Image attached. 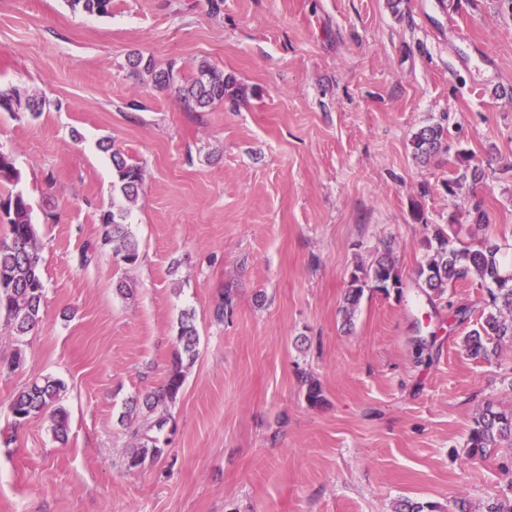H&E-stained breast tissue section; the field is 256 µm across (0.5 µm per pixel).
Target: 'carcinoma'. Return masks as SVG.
<instances>
[{"label":"carcinoma","mask_w":512,"mask_h":512,"mask_svg":"<svg viewBox=\"0 0 512 512\" xmlns=\"http://www.w3.org/2000/svg\"><path fill=\"white\" fill-rule=\"evenodd\" d=\"M74 10L106 16L112 12V0H68ZM133 66L142 68L150 76L153 86L165 90L177 85L185 108L197 112L221 104L226 100L236 102L246 95V88L232 74L201 64L189 79L179 76L174 68L155 71L151 61L139 57ZM46 100L31 97L23 99L13 91L0 90V108L7 112L25 110L43 112ZM444 128L432 125L414 133L411 145L414 155L425 161L442 147ZM116 199L112 209L100 215L98 228L99 246H113L115 255L127 265L139 259L138 244L128 231L129 205L134 203L143 182L142 167L127 161L117 153L112 154ZM19 179L11 157L0 152V182L12 183ZM0 225L6 234L0 237V317L5 319L14 336H24L35 329L40 321V311L46 285L42 274V258L37 232L31 220V208L20 193L0 198ZM457 218L446 224L432 225L431 232L423 241L428 252L427 261L417 271L418 286L427 297H441L457 283L476 281L486 289V299L479 321L476 322L463 343L466 351L475 357L490 359L503 342H512V272H508L499 257L500 246L479 241L465 243L458 238ZM402 279L392 256V248L386 244L375 262L367 269L357 268L351 274L343 307V324L351 326L364 296L365 290L390 294L401 291ZM176 350L171 369L163 385L143 395H136L125 403L119 416L137 447L128 453L125 465L137 470L146 462L159 461L165 448L160 436L168 428L169 405L175 403L185 382V368L198 356L200 336L194 323V313L184 311L178 321L175 337ZM305 399L311 406L323 402L322 388L314 379L305 380ZM64 383L44 376L34 379L17 393L9 404L14 425L20 426L31 417L51 412L54 436L63 441L67 438L69 419L66 410L58 405ZM512 446V411H499L487 403L469 430L467 456L483 457L502 443ZM394 512H439L432 502L400 501Z\"/></svg>","instance_id":"1"}]
</instances>
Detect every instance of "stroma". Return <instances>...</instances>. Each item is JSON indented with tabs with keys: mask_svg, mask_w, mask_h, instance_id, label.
<instances>
[{
	"mask_svg": "<svg viewBox=\"0 0 512 512\" xmlns=\"http://www.w3.org/2000/svg\"><path fill=\"white\" fill-rule=\"evenodd\" d=\"M0 0V89L41 97L0 111V151L19 172L43 259L38 327L0 321V512H392L401 499L485 512L512 491V449L468 458L486 402L512 410V344L467 355L476 283L427 301L417 284L431 225L474 198L512 258V0ZM140 54L182 77L209 63L247 89L239 106L185 111L133 70ZM444 127L430 161L411 147ZM142 165L128 222L140 258L111 249L80 265L112 207V155ZM480 180L448 191L458 170ZM391 244L401 293H365L352 329L350 275ZM134 291L126 300L116 282ZM234 303L223 321L222 291ZM195 315L199 355L170 408L156 464L127 471L125 402L161 386L177 321ZM64 380L70 415L14 427L11 398ZM317 380L321 405L305 399ZM45 107L46 100L43 98L31 97L23 100L16 92H3L0 90V108L6 112L25 110L31 112L33 115H38L43 112Z\"/></svg>",
	"mask_w": 512,
	"mask_h": 512,
	"instance_id": "obj_1",
	"label": "stroma"
}]
</instances>
